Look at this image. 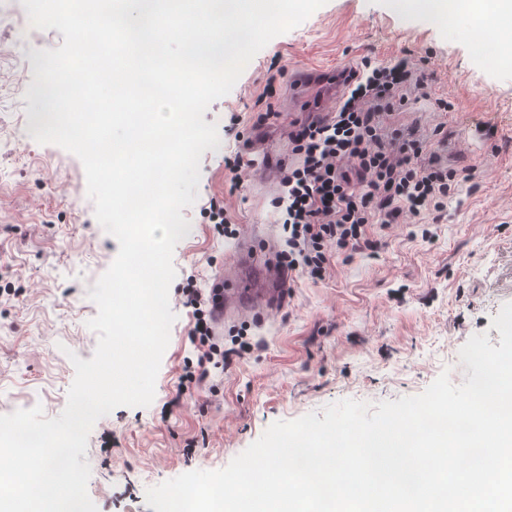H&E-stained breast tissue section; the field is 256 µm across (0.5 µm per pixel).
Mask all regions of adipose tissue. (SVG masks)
I'll list each match as a JSON object with an SVG mask.
<instances>
[{
    "label": "adipose tissue",
    "mask_w": 512,
    "mask_h": 512,
    "mask_svg": "<svg viewBox=\"0 0 512 512\" xmlns=\"http://www.w3.org/2000/svg\"><path fill=\"white\" fill-rule=\"evenodd\" d=\"M424 5L436 22H452L464 11L498 21L497 46L512 54V0H424Z\"/></svg>",
    "instance_id": "1"
}]
</instances>
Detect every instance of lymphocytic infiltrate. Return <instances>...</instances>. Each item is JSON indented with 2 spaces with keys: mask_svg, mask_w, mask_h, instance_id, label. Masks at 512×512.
I'll return each mask as SVG.
<instances>
[{
  "mask_svg": "<svg viewBox=\"0 0 512 512\" xmlns=\"http://www.w3.org/2000/svg\"><path fill=\"white\" fill-rule=\"evenodd\" d=\"M425 75L406 58L386 65L362 61L350 70L336 109L292 136L298 165L283 169L276 205L282 214L281 256L292 274L311 280L330 276L336 254L359 247L373 216L396 224L404 216L439 210L456 181L414 133L388 130L387 120L423 89ZM180 299L191 307L189 331L202 349L185 362L182 381L193 385L230 353L251 347L247 334L225 349L213 334L211 295L186 282Z\"/></svg>",
  "mask_w": 512,
  "mask_h": 512,
  "instance_id": "lymphocytic-infiltrate-1",
  "label": "lymphocytic infiltrate"
}]
</instances>
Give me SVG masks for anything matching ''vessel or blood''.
I'll use <instances>...</instances> for the list:
<instances>
[{
    "label": "vessel or blood",
    "instance_id": "obj_1",
    "mask_svg": "<svg viewBox=\"0 0 512 512\" xmlns=\"http://www.w3.org/2000/svg\"><path fill=\"white\" fill-rule=\"evenodd\" d=\"M288 271L275 251L248 247L239 256L235 275L220 277L217 319L228 310L244 312L247 319L261 322L288 299Z\"/></svg>",
    "mask_w": 512,
    "mask_h": 512
}]
</instances>
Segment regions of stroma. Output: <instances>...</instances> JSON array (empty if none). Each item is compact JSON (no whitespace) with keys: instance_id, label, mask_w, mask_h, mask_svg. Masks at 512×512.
<instances>
[{"instance_id":"stroma-1","label":"stroma","mask_w":512,"mask_h":512,"mask_svg":"<svg viewBox=\"0 0 512 512\" xmlns=\"http://www.w3.org/2000/svg\"><path fill=\"white\" fill-rule=\"evenodd\" d=\"M9 30L24 79L0 100V415L42 406L64 410L75 377L71 355L91 359L98 313L89 294L119 250L99 224L77 156L34 140L38 50L55 49L57 29ZM483 22L461 13L449 25L422 9L389 0H327L299 26L273 38L249 62L233 89L204 115L221 144L205 151L190 223L173 252V287L194 277L208 289L228 270L235 240L206 223L204 208L223 203L231 223L279 241L278 185L246 174L231 188L227 158L263 144L288 153L306 112L286 109L295 75L349 70L363 58L386 64L406 57L426 77L392 124L428 139L459 181L439 214L369 224L372 247L334 258L325 280L294 278L287 305L251 324L253 349L210 371L189 391L180 375L198 350L188 334L189 308L172 304L176 320L147 407H119L93 426L85 456L88 494L98 512H154L148 488L191 470L225 468L274 422L321 412L353 399L375 404L422 393L441 373L459 385L470 369L459 358L478 333L499 345L491 320L512 302V63L501 60ZM283 71L274 85L270 73ZM449 100L442 112L437 100ZM277 117L262 123L263 113ZM430 239H422V229Z\"/></svg>"}]
</instances>
